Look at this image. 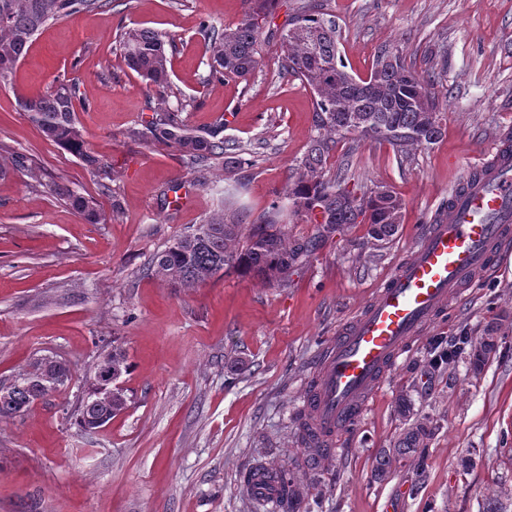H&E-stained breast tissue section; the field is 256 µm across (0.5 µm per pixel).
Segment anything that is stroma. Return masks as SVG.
<instances>
[{
	"mask_svg": "<svg viewBox=\"0 0 512 512\" xmlns=\"http://www.w3.org/2000/svg\"><path fill=\"white\" fill-rule=\"evenodd\" d=\"M320 2L336 18L348 71L367 77L381 48L399 46L432 81L446 131L402 155L385 142L338 143L330 169L354 156L349 188H393L404 220L382 242L344 227L285 287L230 271L180 288L149 271L170 239L223 206L228 181L250 220L260 218L314 132V98L300 81H281L277 44L262 43L263 65L248 80H209L200 23L235 26L244 0H111L49 25L0 86V380L35 355L72 371L67 387L0 419V512H275L243 482L262 466L293 473L311 512H512V248L449 301L321 468L307 466L299 440L323 344L512 128V0ZM123 26L173 37L169 106L184 103L194 132L222 126L244 165L219 163L200 177L175 144L129 139L157 99L120 56ZM58 76L87 105L79 126L107 166L110 193L16 106L17 93H40ZM54 182L94 197L105 222L86 223ZM457 336L468 337L464 350L438 362V344ZM483 342L493 349L477 366ZM115 343L132 365L128 406L81 433L73 412L97 356ZM421 423L433 429L422 462L397 450ZM382 456L390 463L380 472Z\"/></svg>",
	"mask_w": 512,
	"mask_h": 512,
	"instance_id": "35a3bbf8",
	"label": "stroma"
}]
</instances>
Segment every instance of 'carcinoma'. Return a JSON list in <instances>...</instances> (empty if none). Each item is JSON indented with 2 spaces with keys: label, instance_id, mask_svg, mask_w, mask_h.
<instances>
[{
  "label": "carcinoma",
  "instance_id": "1",
  "mask_svg": "<svg viewBox=\"0 0 512 512\" xmlns=\"http://www.w3.org/2000/svg\"><path fill=\"white\" fill-rule=\"evenodd\" d=\"M103 0H0V84L11 83L20 60L35 36L48 24L81 11H91ZM247 9L236 27H218L202 21L209 77L223 81L245 79L262 65L261 39L279 44L278 76L298 79L314 97L313 135L303 157L291 168L282 190L260 221L244 223V211L210 216L204 222L173 238L152 261V274L174 285L192 286L233 271L257 277L268 285H282L308 257L320 249L325 238L347 224H365L370 239H391L403 223L404 200L387 187L359 193L345 188L350 167L344 163L331 177L325 176L327 160L344 139L383 141L402 152L407 147L428 149L445 134L444 115L428 81L405 63L403 52L394 46L380 51L370 75L357 79L338 56L336 22L324 17L318 4L299 7L282 27L274 23L275 0H246ZM172 38L165 32L136 27L122 29L118 43L124 61L135 71L148 91L161 103L170 92L166 46ZM20 109L28 115L43 139L78 156L91 171L107 176L106 165L88 151L78 127L76 90L65 79H57L44 93L19 95ZM176 109L155 112L148 123L129 131L137 142L172 141L183 163L203 175L220 161L228 168L240 163L243 148L235 141L206 139L183 133ZM79 216L90 224L105 221L91 197L65 185H54ZM303 214L319 225L316 236L290 240L280 224L286 212ZM112 367L127 375L131 364L118 345L101 354ZM42 373L28 376L16 372L0 386V418L27 411L36 403L66 386L70 369L58 362L40 363ZM127 407V395L116 390L101 393L88 388L77 407L76 425L94 433ZM431 431L419 425L408 431L399 447L423 459ZM282 486L281 512H302L305 496L293 475L276 471Z\"/></svg>",
  "mask_w": 512,
  "mask_h": 512
}]
</instances>
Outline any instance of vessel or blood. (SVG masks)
Masks as SVG:
<instances>
[{
	"instance_id": "1",
	"label": "vessel or blood",
	"mask_w": 512,
	"mask_h": 512,
	"mask_svg": "<svg viewBox=\"0 0 512 512\" xmlns=\"http://www.w3.org/2000/svg\"><path fill=\"white\" fill-rule=\"evenodd\" d=\"M510 242L512 142L503 136L449 197L438 222L425 226L383 287L327 344L305 395L316 445L336 447L358 428L398 360ZM249 491L261 501L279 494L261 469Z\"/></svg>"
}]
</instances>
